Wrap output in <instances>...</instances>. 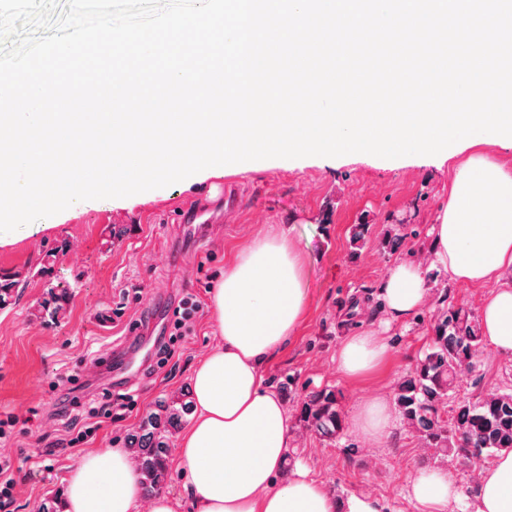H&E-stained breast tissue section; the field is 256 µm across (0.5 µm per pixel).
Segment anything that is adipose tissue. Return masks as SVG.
<instances>
[{"label":"adipose tissue","instance_id":"ef3b65f1","mask_svg":"<svg viewBox=\"0 0 512 512\" xmlns=\"http://www.w3.org/2000/svg\"><path fill=\"white\" fill-rule=\"evenodd\" d=\"M427 262L397 264L382 288L393 317L424 306L428 268L457 282L498 286L481 309V333L497 353L512 357V167L477 153L454 171L448 201L430 228ZM308 299L300 251L288 227L270 225L224 267L212 290L211 312L220 342L192 376L195 417L177 450V470L193 512H379L368 495L340 500L305 469L278 481L289 448L290 426L280 398L263 381L262 366L296 333ZM389 356L371 332L349 337L336 356L346 379L366 376ZM395 423L384 399L360 401L351 417L355 432L374 439ZM409 497L418 512H512V451L481 472L473 503L460 505L447 469L417 470ZM175 512L163 493L145 495L138 471L121 448H93L69 473L64 512Z\"/></svg>","mask_w":512,"mask_h":512}]
</instances>
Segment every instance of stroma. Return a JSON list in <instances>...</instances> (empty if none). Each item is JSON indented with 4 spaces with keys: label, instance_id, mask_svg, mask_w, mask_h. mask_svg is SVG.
I'll return each mask as SVG.
<instances>
[{
    "label": "stroma",
    "instance_id": "35a3bbf8",
    "mask_svg": "<svg viewBox=\"0 0 512 512\" xmlns=\"http://www.w3.org/2000/svg\"><path fill=\"white\" fill-rule=\"evenodd\" d=\"M454 169L434 162L406 160L387 168L370 160L324 164L316 160L283 163L268 159L252 171L223 180L180 181L157 189L150 198L86 200L69 218L50 216L13 231V243L0 246V268L38 270L45 251L60 255L55 272L74 292L59 319L40 314L44 281L33 276L10 305L0 309V418L26 419L24 432L0 439V458L8 460L16 480L14 512H36L45 495L64 490V479L89 448L124 447L125 435L157 399L188 393L192 372L219 342L209 307L212 286L224 266L267 225L288 227L301 252L308 301L296 335L262 369L265 384L281 398L290 423L284 477L303 465L309 478L336 498L367 494L380 512H418L408 497L417 469L444 467L462 498L474 499L479 465L462 466L426 448L403 420H396L379 441L343 427L336 439L308 432L300 420L311 392L338 394L343 419H350L363 398L392 400L397 381L413 369L432 336L436 318L449 306L479 314L489 289L451 280L429 270L425 307L394 319L380 290L394 265L426 252L428 231L448 198ZM224 195V224L204 246L181 253L173 244L176 205L197 197ZM369 227L363 245L353 249L356 225ZM418 228L415 238L406 229ZM118 239H111V232ZM198 294L203 309L196 333L178 354L156 365L153 353L168 336L178 299ZM369 331L388 343L389 360L367 376L342 378L336 353L348 336ZM142 344L140 375L125 386L97 361L124 344ZM78 372L76 391L59 385L61 376ZM512 387V359L482 347L472 372L463 378L456 400L498 387ZM133 395L135 406L103 424L79 446L66 447L65 426L90 424L101 388ZM75 394L79 408L62 416L53 411Z\"/></svg>",
    "mask_w": 512,
    "mask_h": 512
}]
</instances>
